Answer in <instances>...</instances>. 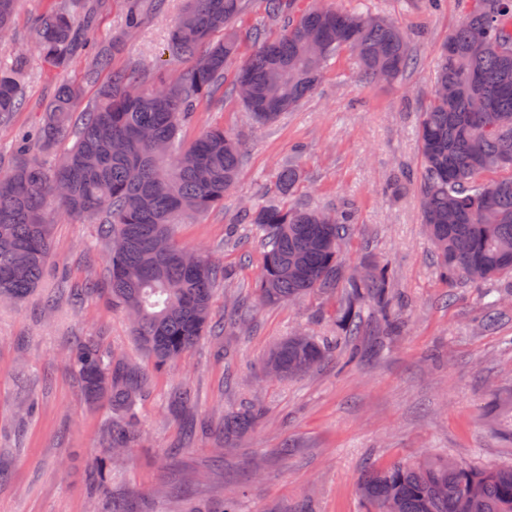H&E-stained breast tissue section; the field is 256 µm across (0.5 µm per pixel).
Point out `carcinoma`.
Segmentation results:
<instances>
[{"instance_id":"carcinoma-1","label":"carcinoma","mask_w":512,"mask_h":512,"mask_svg":"<svg viewBox=\"0 0 512 512\" xmlns=\"http://www.w3.org/2000/svg\"><path fill=\"white\" fill-rule=\"evenodd\" d=\"M158 0H132L125 27L136 31ZM20 0H0V33H8ZM245 0H187L172 25L168 51L183 64L174 80L149 83L136 69L112 65L115 46L89 40L94 11L62 6L45 13L35 31L41 56L61 69L79 60L84 78L106 80L91 105L83 86L59 84L43 109L41 125L17 139L18 158L0 174V298L26 299L43 277L51 248L50 203L98 225L109 255L107 288L113 305L133 318V334L158 368L178 361L202 337L220 335L211 320L212 285L224 267L175 241L184 224L224 203L241 162L240 145L213 128L183 145L179 134L195 106L222 84L236 64V94L259 124L275 121L311 95L329 63L352 44L362 76L399 78L413 64L403 31L362 10L314 3L297 18L289 0H266L268 19L284 26L269 39L255 33L256 48L240 59L235 21ZM222 34L217 38L216 34ZM26 60L0 69V119L25 98ZM434 84L451 88L423 112L418 141L423 224L440 273L476 287L507 279L512 294V0H485L466 10L448 34L434 65ZM79 115L72 146L48 162L59 136ZM288 162L279 172L285 194L299 182ZM266 245L259 300L280 304L315 291L342 289L336 310L339 335L361 334V307L369 305L383 330L397 333L387 264L353 277L340 264L352 216L306 206H269L251 215ZM336 346L307 332L275 345L266 368L289 378L310 371ZM87 400L107 404L115 418L108 449L120 452L138 440L124 418L147 388L132 360L107 353L88 338L70 357ZM264 418L250 405L224 415V439L246 434ZM367 512H512V465L476 468L443 456H426L369 470L359 484Z\"/></svg>"}]
</instances>
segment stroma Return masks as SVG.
Listing matches in <instances>:
<instances>
[{"instance_id": "35a3bbf8", "label": "stroma", "mask_w": 512, "mask_h": 512, "mask_svg": "<svg viewBox=\"0 0 512 512\" xmlns=\"http://www.w3.org/2000/svg\"><path fill=\"white\" fill-rule=\"evenodd\" d=\"M361 8L406 34L413 66L398 79H361L350 52L331 60L316 90L293 111L257 125L235 90L236 69L199 102L183 143L211 127L229 131L241 163L224 204L178 225L182 246L205 252L228 273L214 289L212 320L223 323L238 302L251 320L203 337L170 367L155 369L136 344L123 311L105 297L72 300L91 280L105 283L106 251L95 227L52 206L51 254L44 277L22 302L0 298V512H106L111 500L128 512H365L361 474L428 453L477 467L512 463V296L487 323L484 291L449 285L421 222V157L416 129L433 94L432 66L460 18L459 0H322ZM59 0H22L11 41L28 65L27 98L0 123V171L13 164L15 132L37 125L56 86L82 76V64L61 71L33 44L34 26ZM183 0H164L136 32L124 28L125 0H109L92 35L116 43L113 65L149 77H171L166 50ZM241 53L253 33L276 35L263 0H247L236 22ZM295 164L300 181L282 195L277 174ZM348 211L355 231L343 248L347 269L371 262L394 270L399 335L375 333L362 307L360 358L345 364L337 349L312 372L288 379L267 374L264 360L299 329L336 335L337 293L316 292L291 303L261 305L258 280L264 242L250 222L268 205ZM136 361L149 389L134 417L139 440L120 455L106 449L108 406L90 405L70 364L77 342ZM190 392L191 410L171 408ZM249 403L265 418L225 444L224 412Z\"/></svg>"}]
</instances>
